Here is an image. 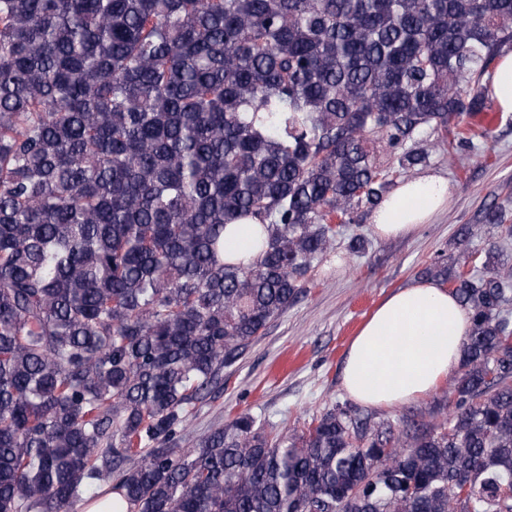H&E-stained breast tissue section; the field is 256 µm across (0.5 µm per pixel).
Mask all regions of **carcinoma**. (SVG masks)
Returning a JSON list of instances; mask_svg holds the SVG:
<instances>
[{"label": "carcinoma", "mask_w": 512, "mask_h": 512, "mask_svg": "<svg viewBox=\"0 0 512 512\" xmlns=\"http://www.w3.org/2000/svg\"><path fill=\"white\" fill-rule=\"evenodd\" d=\"M512 0H0V512H512V267L442 419L298 433L187 415L303 293L336 223L487 133ZM382 143L398 167H380ZM260 223L224 261L227 225ZM484 221L512 237L497 208ZM82 499L75 506L74 512H127V505L116 493H109L99 500L85 502ZM81 504V510L77 506Z\"/></svg>", "instance_id": "obj_1"}]
</instances>
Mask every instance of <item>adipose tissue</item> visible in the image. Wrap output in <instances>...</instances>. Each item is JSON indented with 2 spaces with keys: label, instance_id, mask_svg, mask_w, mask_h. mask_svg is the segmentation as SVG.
I'll use <instances>...</instances> for the list:
<instances>
[{
  "label": "adipose tissue",
  "instance_id": "ef3b65f1",
  "mask_svg": "<svg viewBox=\"0 0 512 512\" xmlns=\"http://www.w3.org/2000/svg\"><path fill=\"white\" fill-rule=\"evenodd\" d=\"M448 207V183L426 173L401 181L374 210L382 238L418 232ZM471 313L433 281L389 295L351 341L341 370L344 391L364 407H395L432 391L458 367Z\"/></svg>",
  "mask_w": 512,
  "mask_h": 512
}]
</instances>
